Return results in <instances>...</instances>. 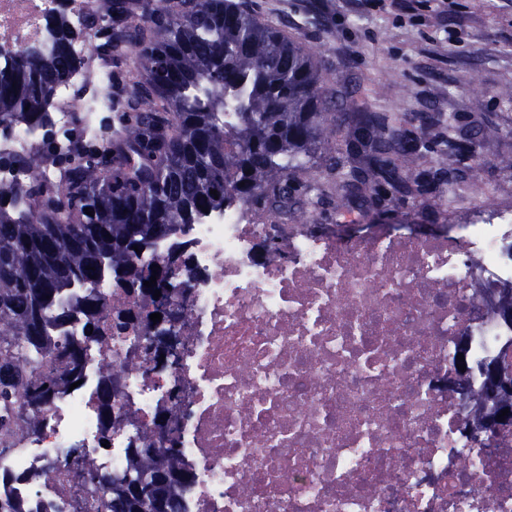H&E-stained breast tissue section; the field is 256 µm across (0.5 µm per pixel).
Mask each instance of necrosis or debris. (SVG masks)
<instances>
[{"mask_svg": "<svg viewBox=\"0 0 512 512\" xmlns=\"http://www.w3.org/2000/svg\"><path fill=\"white\" fill-rule=\"evenodd\" d=\"M96 5L0 0V67L47 49L63 18L77 65L54 89L55 125L78 120L109 139L119 129L81 109L112 79ZM43 139L24 122L0 127V188L19 193L38 176L63 193L57 165L36 175L14 162ZM178 237L170 359L148 348L151 298L107 275L92 284L109 341L87 342L78 315L57 329L84 348L81 383L0 455V498L23 512H106L104 480L148 441L179 448L194 475L181 512H512V429L478 431L489 407L448 387L457 362L475 392L484 366L512 365L497 301L512 289V211L425 235L375 224L348 241L236 201ZM108 375L118 384L106 408ZM87 464L101 483L83 481Z\"/></svg>", "mask_w": 512, "mask_h": 512, "instance_id": "obj_1", "label": "necrosis or debris"}]
</instances>
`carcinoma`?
I'll return each instance as SVG.
<instances>
[{"instance_id":"carcinoma-1","label":"carcinoma","mask_w":512,"mask_h":512,"mask_svg":"<svg viewBox=\"0 0 512 512\" xmlns=\"http://www.w3.org/2000/svg\"><path fill=\"white\" fill-rule=\"evenodd\" d=\"M95 37L106 60L127 56L135 70L128 90L104 86L112 122L125 135L90 134L68 159L33 153L18 162L34 172L52 159L60 165L66 194L41 193L34 177L23 194L0 189V408L21 402L38 411L81 377L83 348L63 343L52 330L79 313L93 326L89 342H101L103 304L94 295L67 297L64 290L92 284L108 271L117 281L136 271L129 294L153 296V271L139 254L168 239L204 210L242 199L279 212L307 213L295 198V174L320 142L336 139L330 119L333 96L314 60L282 30L233 0H158L148 14L138 0H98ZM73 33L59 27L46 53L20 57L0 69V123L21 120L47 127L54 88L76 62ZM409 150L397 118L361 111L348 147L331 168L350 197L361 188L403 179ZM217 191V195L210 191ZM92 211L87 215L86 211ZM49 353L48 371L17 363L20 353ZM33 415H0V430L15 435L36 427ZM134 473L107 481V512H178L177 490L191 479L176 448L134 449Z\"/></svg>"}]
</instances>
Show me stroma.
Returning <instances> with one entry per match:
<instances>
[{
  "label": "stroma",
  "instance_id": "obj_1",
  "mask_svg": "<svg viewBox=\"0 0 512 512\" xmlns=\"http://www.w3.org/2000/svg\"><path fill=\"white\" fill-rule=\"evenodd\" d=\"M256 14L281 26L322 71L343 107L336 138L345 140L357 110L393 114L416 151L405 164L418 191L388 183L345 198L329 171L332 148L308 159L315 178V224H341L358 235L366 224H461L473 213L512 210V0H402L365 11L356 0H248ZM474 75L476 87L462 81ZM455 115L457 142L473 152L447 172L434 160L448 145L443 120Z\"/></svg>",
  "mask_w": 512,
  "mask_h": 512
}]
</instances>
